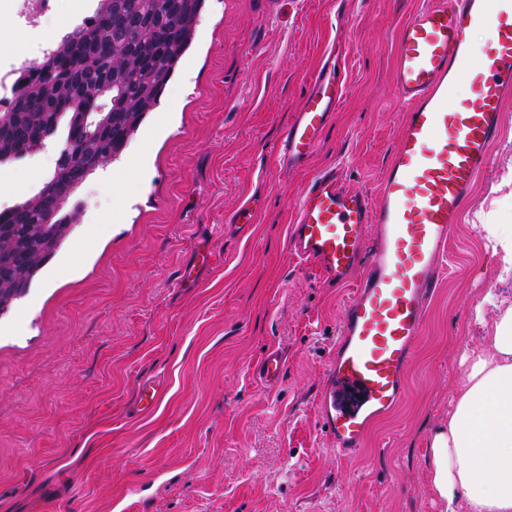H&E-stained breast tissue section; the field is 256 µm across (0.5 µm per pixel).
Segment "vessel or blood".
Here are the masks:
<instances>
[{
	"label": "vessel or blood",
	"mask_w": 512,
	"mask_h": 512,
	"mask_svg": "<svg viewBox=\"0 0 512 512\" xmlns=\"http://www.w3.org/2000/svg\"><path fill=\"white\" fill-rule=\"evenodd\" d=\"M490 33L473 55L468 31ZM396 91L405 105L395 149L375 191L348 188L335 167L302 191L288 226L290 251L348 296L319 395L322 431L345 458L404 401L406 372L438 273L465 203L487 170L512 100V0H422L395 42ZM470 84V97L458 96ZM345 87L328 69L310 77L276 157L280 171L307 160ZM287 358L268 351L253 368L266 387Z\"/></svg>",
	"instance_id": "1"
}]
</instances>
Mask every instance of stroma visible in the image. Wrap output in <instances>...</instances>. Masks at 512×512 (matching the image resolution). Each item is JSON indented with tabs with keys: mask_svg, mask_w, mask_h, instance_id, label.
Returning a JSON list of instances; mask_svg holds the SVG:
<instances>
[{
	"mask_svg": "<svg viewBox=\"0 0 512 512\" xmlns=\"http://www.w3.org/2000/svg\"><path fill=\"white\" fill-rule=\"evenodd\" d=\"M419 3L207 0L159 107L74 192L80 224L0 316V512H445L431 442L464 355L512 305V263L487 232L512 225V104L448 246L407 398L350 460L322 435L316 403L348 291L286 248L319 170L339 167L353 189L379 182L404 111L396 35ZM97 4L59 0L23 37L0 25V71L42 59ZM329 61L344 102L308 162L278 173L280 135ZM62 143L0 165V207L50 179ZM251 198L259 223L231 230ZM187 267L194 281H181ZM490 292L497 307L482 303ZM272 346L288 364L268 389L252 368ZM150 381L165 392L134 414Z\"/></svg>",
	"mask_w": 512,
	"mask_h": 512,
	"instance_id": "35a3bbf8",
	"label": "stroma"
}]
</instances>
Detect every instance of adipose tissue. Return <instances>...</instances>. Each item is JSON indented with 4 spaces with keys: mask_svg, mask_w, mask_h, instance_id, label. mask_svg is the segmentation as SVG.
<instances>
[{
    "mask_svg": "<svg viewBox=\"0 0 512 512\" xmlns=\"http://www.w3.org/2000/svg\"><path fill=\"white\" fill-rule=\"evenodd\" d=\"M431 452V484L446 506L460 495L467 512H512V306L471 356Z\"/></svg>",
    "mask_w": 512,
    "mask_h": 512,
    "instance_id": "adipose-tissue-1",
    "label": "adipose tissue"
}]
</instances>
